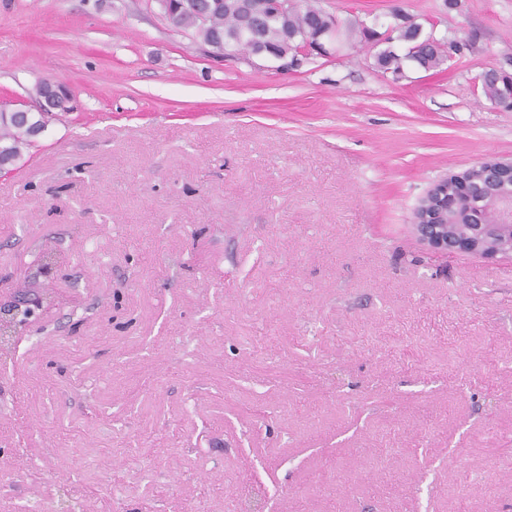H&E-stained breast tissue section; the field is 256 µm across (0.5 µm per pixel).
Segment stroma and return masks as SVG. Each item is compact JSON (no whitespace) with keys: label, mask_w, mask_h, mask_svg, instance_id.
Listing matches in <instances>:
<instances>
[{"label":"stroma","mask_w":512,"mask_h":512,"mask_svg":"<svg viewBox=\"0 0 512 512\" xmlns=\"http://www.w3.org/2000/svg\"><path fill=\"white\" fill-rule=\"evenodd\" d=\"M320 5L476 44L277 71L155 0H0V101L75 97L0 173V303L55 294L0 356V512H512V262L411 228L433 181L512 156L479 81L512 75V0ZM420 25L407 23L403 18L402 23L395 27L392 34H388L384 39L387 43L394 40L414 45L408 49V52L402 57L395 54L389 48L380 51L376 56L377 65L384 70L393 69L398 72L402 68V62L407 61L424 70H434L440 68L448 60V49L453 48L455 41L448 43V38L437 39L428 35L420 41H413L420 30ZM396 34L395 36L393 34Z\"/></svg>","instance_id":"obj_1"}]
</instances>
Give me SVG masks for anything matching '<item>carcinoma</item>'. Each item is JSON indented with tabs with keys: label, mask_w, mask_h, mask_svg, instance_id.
<instances>
[{
	"label": "carcinoma",
	"mask_w": 512,
	"mask_h": 512,
	"mask_svg": "<svg viewBox=\"0 0 512 512\" xmlns=\"http://www.w3.org/2000/svg\"><path fill=\"white\" fill-rule=\"evenodd\" d=\"M199 12L208 13L207 22L202 25L190 22ZM333 19L314 0H296L295 9L283 16L273 13L269 0H178L177 10L166 16L173 28L201 39L218 53L226 47L235 53H251L262 44L286 56L297 53L304 35L326 31ZM419 30L420 25L402 21L385 41L404 42L410 45L408 52L399 56L384 49L376 56L377 65L395 72L401 70L404 61L425 70L444 65L453 43L431 35L417 41ZM35 122L33 117L27 120L20 115L0 114V169L14 167L22 160L23 150L34 142L32 124Z\"/></svg>",
	"instance_id": "1"
}]
</instances>
